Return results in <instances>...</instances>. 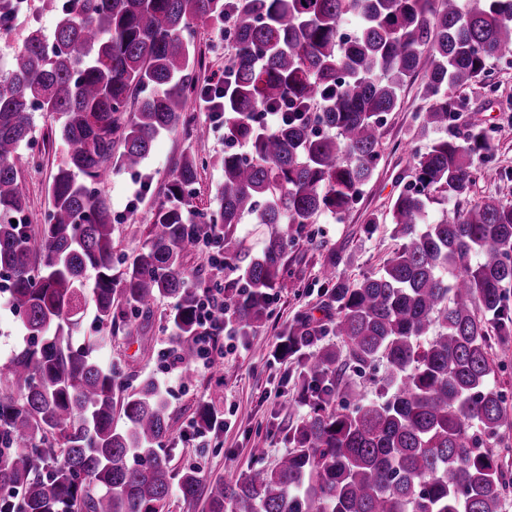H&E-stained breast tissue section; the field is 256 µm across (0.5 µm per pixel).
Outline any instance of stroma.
<instances>
[{
	"label": "stroma",
	"instance_id": "stroma-1",
	"mask_svg": "<svg viewBox=\"0 0 512 512\" xmlns=\"http://www.w3.org/2000/svg\"><path fill=\"white\" fill-rule=\"evenodd\" d=\"M56 24L54 12L43 0H25L11 26L0 29V68H7L14 51L22 45L32 27L52 34ZM206 69L199 85L223 74L231 51V41L223 29L212 25L198 27ZM423 72H416L401 91L399 108L385 116L382 125V157L372 179L362 188L353 208L343 220L321 215L294 246L288 249V286L271 306L269 319L261 326L257 340L245 336L224 341V356L216 370L197 375L193 384L185 385L177 372L169 371L159 354L158 345L169 336L168 301H161L148 324L149 335L156 344L143 349L116 338L104 358L119 363L129 384L150 377L167 390L169 411L173 418V439L164 448L175 469L200 463L209 480H230L252 462L251 451L266 449V463H274L288 449L286 435L290 425L303 416L307 407L293 383V361L272 362L271 351L281 331L302 313L321 316L323 294L320 269L328 253L340 257V273L348 278L362 277L377 271L384 258L397 247L389 231L394 200L409 184L413 166L412 149L425 148L430 135L421 131L419 112L427 102L422 97ZM469 108L450 123L464 127L482 125L488 132L490 148L484 163L497 169L502 177L493 182L477 181L474 199L488 195L512 201V57L492 60L484 81L472 84L463 92ZM57 116L36 113L32 139L22 146L16 166L27 187L28 224L44 223L50 209L52 175L62 161L66 148L56 135ZM224 152V128L213 126L207 139H196L190 129L160 134L140 172H113L100 185L116 216L113 246L116 254L132 255L146 238L152 222L153 207L162 198L172 170L181 155L192 154L203 160L198 170L196 194L192 206L205 207L224 179L221 168L210 165L211 157ZM380 223L373 234L363 227L371 215ZM207 401L227 411L222 430L208 434L206 449L185 439L184 433L196 405Z\"/></svg>",
	"mask_w": 512,
	"mask_h": 512
}]
</instances>
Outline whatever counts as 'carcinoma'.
<instances>
[{
	"label": "carcinoma",
	"mask_w": 512,
	"mask_h": 512,
	"mask_svg": "<svg viewBox=\"0 0 512 512\" xmlns=\"http://www.w3.org/2000/svg\"><path fill=\"white\" fill-rule=\"evenodd\" d=\"M52 36L28 33L0 69V274L27 339L0 365V512H166L173 494L206 512H507L512 477L501 451L512 413L493 353L512 349V203L469 199L489 150L477 124L457 130L459 92L488 62L512 55V0H44ZM346 16L360 21L344 36ZM229 24L224 64V172L212 203L187 202L199 162L176 164L142 247L130 261L112 246L114 218L97 185L137 171L163 132L186 124L197 94L200 23ZM423 68L421 130L410 187L392 206L400 242L380 270L349 280L330 253L321 269L323 316L283 329L308 411L288 428L274 465L266 449L230 481L173 472L159 453L172 418L159 384L132 389L98 352L118 336L151 346L147 326L168 299L172 354L194 378L197 306L213 266L188 273L200 242L224 257L226 318L253 336L285 287L288 245L316 217L341 220L379 163L384 115ZM288 102L274 130L258 119ZM59 116L66 154L52 175L51 209L25 223L15 165L34 114ZM244 146V151L236 150ZM440 194L451 205L427 221ZM246 217L267 228L245 244ZM92 308L95 335L74 331ZM338 338L343 348L323 343ZM384 364L378 398L348 370ZM219 409L197 406L209 432Z\"/></svg>",
	"instance_id": "obj_1"
}]
</instances>
